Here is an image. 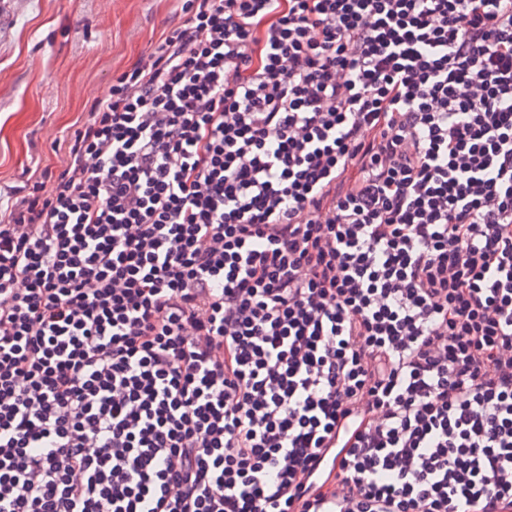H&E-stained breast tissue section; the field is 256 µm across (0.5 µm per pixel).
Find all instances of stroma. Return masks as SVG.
Masks as SVG:
<instances>
[{
    "instance_id": "35a3bbf8",
    "label": "stroma",
    "mask_w": 512,
    "mask_h": 512,
    "mask_svg": "<svg viewBox=\"0 0 512 512\" xmlns=\"http://www.w3.org/2000/svg\"><path fill=\"white\" fill-rule=\"evenodd\" d=\"M178 21L175 0H0V205L59 168L54 142Z\"/></svg>"
}]
</instances>
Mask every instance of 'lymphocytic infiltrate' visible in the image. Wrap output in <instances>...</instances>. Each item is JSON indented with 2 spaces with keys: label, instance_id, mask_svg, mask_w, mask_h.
<instances>
[{
  "label": "lymphocytic infiltrate",
  "instance_id": "lymphocytic-infiltrate-1",
  "mask_svg": "<svg viewBox=\"0 0 512 512\" xmlns=\"http://www.w3.org/2000/svg\"><path fill=\"white\" fill-rule=\"evenodd\" d=\"M0 213V512H512V0H184Z\"/></svg>",
  "mask_w": 512,
  "mask_h": 512
}]
</instances>
